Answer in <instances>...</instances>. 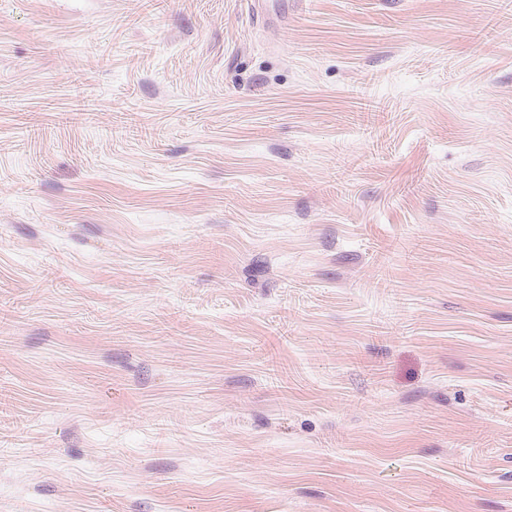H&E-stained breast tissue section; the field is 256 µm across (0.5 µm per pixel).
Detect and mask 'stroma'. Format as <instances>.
Masks as SVG:
<instances>
[{
    "label": "stroma",
    "instance_id": "stroma-1",
    "mask_svg": "<svg viewBox=\"0 0 512 512\" xmlns=\"http://www.w3.org/2000/svg\"><path fill=\"white\" fill-rule=\"evenodd\" d=\"M0 512H512V0H0Z\"/></svg>",
    "mask_w": 512,
    "mask_h": 512
}]
</instances>
